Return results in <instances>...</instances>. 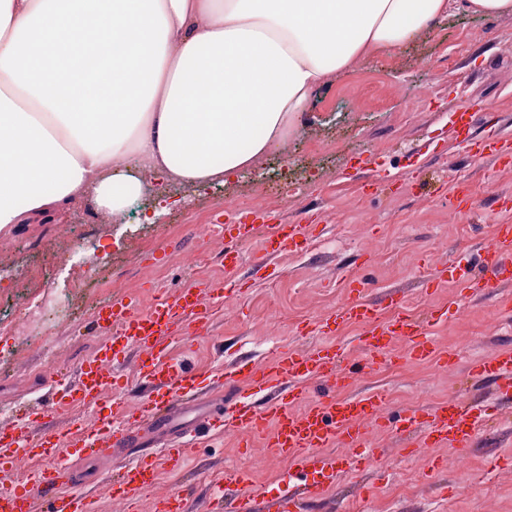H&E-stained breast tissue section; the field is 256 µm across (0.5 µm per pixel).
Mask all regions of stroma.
<instances>
[{"label":"stroma","instance_id":"obj_1","mask_svg":"<svg viewBox=\"0 0 512 512\" xmlns=\"http://www.w3.org/2000/svg\"><path fill=\"white\" fill-rule=\"evenodd\" d=\"M432 93L418 96L420 85ZM494 102L486 116L504 135H512V14L497 18L453 15L432 31L415 36L393 56L375 53L322 88L305 114L301 131L285 149L265 157L259 171L240 175L223 186L190 192L166 187L138 205L124 223L100 227L90 221L91 200L7 233L13 251L0 252V353H15V365L0 364V428L14 425L24 407L39 406L57 375L70 373L92 358L106 339L93 323V310L62 317L50 314L45 327L65 339L61 360L44 366L42 348L14 346L9 328L11 296L21 273L53 250L68 256L48 271L27 294L44 289L68 294L80 277L85 247L95 245L102 270L119 279L113 298L133 297L153 303L151 268H161L167 291L190 285L220 288L223 304L212 309L207 335L176 342L173 356L201 378L218 379L219 368L240 359L270 360L283 348H309L307 322L324 318L347 300V283L364 274L372 286L367 300L398 295L416 317L456 296L453 288L429 290L427 260L454 263L481 248L494 224L511 220L499 206L512 196V169H496L491 159L471 161L466 150L448 140V112ZM372 157L373 171L351 168L357 157ZM464 178L471 200L460 206L453 177ZM266 186L264 206L275 221L312 224V243L303 254H283L260 261L259 246L247 244L246 263L225 277L218 249L198 238V220L224 221L213 205L217 197L235 202ZM165 213L156 223V208ZM81 225L80 237L63 242V223ZM199 254L198 268L178 263L179 254ZM512 301V285L484 298L466 300L464 318L434 327L441 353L454 352V369L436 374L432 364L401 358L357 379L351 392H383L389 410L425 407L448 396L470 398L478 390L468 376L471 360L499 348H512V328L486 316ZM381 465L368 473L351 472L329 490L327 501L310 512H512V419L501 418L479 435L474 447L431 449L440 460L409 459L396 431L381 429L370 437ZM256 467L248 494L276 495L283 475L278 458L268 454L262 438L242 444L233 434L212 438L180 469L161 463L159 483L139 504L149 512L169 489L191 492L188 512H202L212 486L225 470Z\"/></svg>","mask_w":512,"mask_h":512}]
</instances>
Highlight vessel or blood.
<instances>
[{
    "mask_svg": "<svg viewBox=\"0 0 512 512\" xmlns=\"http://www.w3.org/2000/svg\"><path fill=\"white\" fill-rule=\"evenodd\" d=\"M486 107L454 111L448 129L451 142L462 145L472 159L492 158L503 168L512 167V141L488 132L477 136L476 127ZM224 273L234 275L244 260L243 244L259 242L268 255L294 253L309 246L303 224H273L259 213L249 222L225 218ZM452 282L462 293L477 299L512 283V223L495 225L491 241L478 262L461 260L452 266L435 265L429 286ZM391 317L377 304L361 299L343 303L333 313L336 324L366 327L360 337L363 356L358 370L348 366V347L321 340L305 350L285 348L271 361L245 362L225 378L226 386L246 381L255 391L276 387L280 395L261 406L240 403L230 412L211 409L186 420V404L199 392L202 380L194 370L174 360L169 347L176 333L202 334L209 323L204 291L198 287L175 296H161L149 312H141L130 298L110 301L95 313L96 323L108 330L105 345L82 364L76 379L57 389L39 410L23 413L13 429L0 430V471H11L19 457L42 461L27 483L0 490V512H95L94 501L78 487L81 463L108 465L122 462L110 478L112 498L138 503L158 479V463L151 449L154 439L170 438L167 459L180 464L201 445L210 431L229 430L248 439L265 435L267 450L287 460L284 487L274 497V512H301L304 500H315L335 485L349 469H365L377 450L367 439L374 426L383 424L385 396L377 391L349 393L355 372L377 371L393 341L406 344L404 354L415 361L438 362L453 368L455 356L439 353L431 328L456 319L457 303L430 307L419 320L403 310V302L390 298ZM140 358L138 387L145 395L136 408L121 405L114 394L119 380L115 365L129 349ZM479 379L495 386L487 402H467L455 397L429 408L400 412L392 427L403 437L406 455L424 457L433 448H468L476 441L493 411L512 402V349L504 348L471 361ZM92 409L93 426L77 425L56 430L49 418ZM242 474L231 472L216 488L207 512H252L251 499L233 495Z\"/></svg>",
    "mask_w": 512,
    "mask_h": 512,
    "instance_id": "1",
    "label": "vessel or blood"
}]
</instances>
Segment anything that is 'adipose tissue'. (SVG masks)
Listing matches in <instances>:
<instances>
[{
  "label": "adipose tissue",
  "instance_id": "ef3b65f1",
  "mask_svg": "<svg viewBox=\"0 0 512 512\" xmlns=\"http://www.w3.org/2000/svg\"><path fill=\"white\" fill-rule=\"evenodd\" d=\"M512 0H0V232L255 170L368 49Z\"/></svg>",
  "mask_w": 512,
  "mask_h": 512
}]
</instances>
